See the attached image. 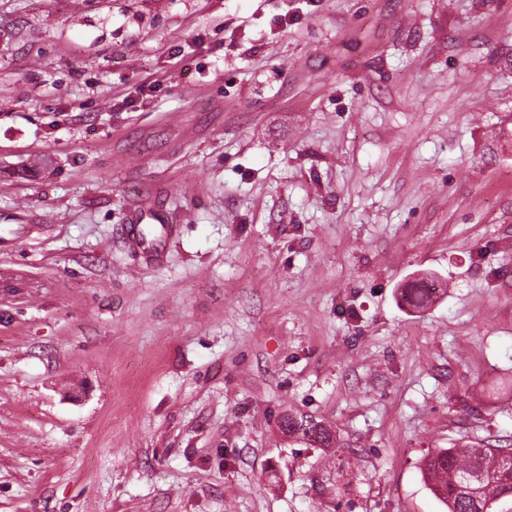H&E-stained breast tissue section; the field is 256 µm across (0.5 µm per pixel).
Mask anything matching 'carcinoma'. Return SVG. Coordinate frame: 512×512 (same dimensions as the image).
Returning a JSON list of instances; mask_svg holds the SVG:
<instances>
[{
	"label": "carcinoma",
	"instance_id": "cac0c4a2",
	"mask_svg": "<svg viewBox=\"0 0 512 512\" xmlns=\"http://www.w3.org/2000/svg\"><path fill=\"white\" fill-rule=\"evenodd\" d=\"M433 294L432 285L422 279L404 289L402 298L408 306L421 308ZM288 434L323 448L332 443L328 429L310 416H288ZM502 452L482 441L439 448L423 459L422 476L447 512H512V467L496 464Z\"/></svg>",
	"mask_w": 512,
	"mask_h": 512
}]
</instances>
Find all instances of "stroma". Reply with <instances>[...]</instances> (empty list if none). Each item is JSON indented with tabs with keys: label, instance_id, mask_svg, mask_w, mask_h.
Here are the masks:
<instances>
[{
	"label": "stroma",
	"instance_id": "obj_1",
	"mask_svg": "<svg viewBox=\"0 0 512 512\" xmlns=\"http://www.w3.org/2000/svg\"><path fill=\"white\" fill-rule=\"evenodd\" d=\"M508 240L512 0H0V512H445ZM150 218L155 224H159L158 227L151 233H143L140 229L139 224L133 228V240L135 244L140 247L143 251L149 253H158L161 247V243L169 234L168 227L162 224V221L151 211H145L144 208L140 209V216L136 222H141L146 218ZM435 289L431 284L422 279L405 288L402 292V298L408 306L421 308L431 301ZM288 434L295 440L319 444L323 448H331L330 432L311 416L288 415Z\"/></svg>",
	"mask_w": 512,
	"mask_h": 512
}]
</instances>
